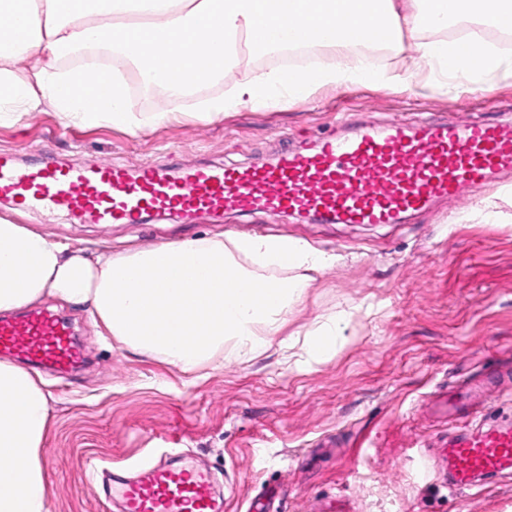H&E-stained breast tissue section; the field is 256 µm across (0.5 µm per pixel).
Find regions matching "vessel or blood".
Returning a JSON list of instances; mask_svg holds the SVG:
<instances>
[{"label":"vessel or blood","mask_w":512,"mask_h":512,"mask_svg":"<svg viewBox=\"0 0 512 512\" xmlns=\"http://www.w3.org/2000/svg\"><path fill=\"white\" fill-rule=\"evenodd\" d=\"M192 42L149 43L146 59L171 61ZM512 169V123L417 121L383 128L351 126L348 133L281 153L262 165L222 167L181 163L131 170L108 160L59 163L50 152L24 158L0 151V198L27 212L52 210L74 224H139L146 218L264 211L321 224H398L434 199L486 185ZM0 357H15L51 372L82 362L72 322L40 308L0 317ZM484 378L436 397L454 416ZM440 462L448 489L512 471V424L462 433L446 443ZM105 498L119 496L126 512H219L208 474L191 465H145L131 477L110 475Z\"/></svg>","instance_id":"b4317fda"}]
</instances>
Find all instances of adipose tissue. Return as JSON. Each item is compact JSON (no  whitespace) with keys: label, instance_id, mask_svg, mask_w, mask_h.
<instances>
[{"label":"adipose tissue","instance_id":"obj_1","mask_svg":"<svg viewBox=\"0 0 512 512\" xmlns=\"http://www.w3.org/2000/svg\"><path fill=\"white\" fill-rule=\"evenodd\" d=\"M0 121H20L49 102L80 126L103 122L136 132L163 120L129 105L120 72L103 74L89 97L84 66H67L83 50L102 48L136 64L145 85L169 100L223 75L249 54L319 47L331 64L252 73L198 115L218 118L241 108L276 110L312 101L322 87L404 85L415 95L491 92L512 78V54L449 28L481 26L512 34V0H0ZM197 44L177 78L166 59L145 62L152 40ZM388 52L386 64L367 51ZM36 58L32 79L17 78L19 57ZM335 255L292 237H198L123 253L91 256L28 227L0 219V311L50 295L84 305L106 335L127 349L155 354L192 373L224 354L247 357L285 335L322 361L335 347L345 313L315 329L285 333L292 308ZM284 278L271 277V270ZM48 398L35 373L0 362V512H50L40 450L48 432Z\"/></svg>","mask_w":512,"mask_h":512}]
</instances>
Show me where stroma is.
<instances>
[{
  "label": "stroma",
  "mask_w": 512,
  "mask_h": 512,
  "mask_svg": "<svg viewBox=\"0 0 512 512\" xmlns=\"http://www.w3.org/2000/svg\"><path fill=\"white\" fill-rule=\"evenodd\" d=\"M272 56L199 87L179 102L137 81L126 68L131 103L169 120L136 133L102 123L80 127L49 103L21 121L0 123V150H51L63 159L109 158L135 166L271 161L303 140L336 133L343 116L374 126L425 119L512 121V79L496 91L453 99L409 89L357 86L319 91L314 101L278 110L242 108L194 116L197 101L223 95L245 72L274 68ZM495 198L498 224H454L470 203ZM31 230L93 254L121 253L183 238L247 234L292 237L338 255L289 330H308L344 311L349 325L327 360L284 359L278 347L225 356L193 379L155 354L105 339L87 310L43 297L72 320L84 350L68 373L39 370L49 432L40 452L50 512H122L94 493L91 472L129 473L144 461L191 460L208 471L227 512L277 490L276 512H322L333 498L353 512H512V475L448 493L438 470L424 471L448 438L481 423H512V174L500 186L463 191L428 212L387 225L304 224L287 215L228 216L181 224H71L32 216ZM497 362L498 388L479 398L478 418L447 427L427 418L436 387Z\"/></svg>",
  "instance_id": "stroma-1"
}]
</instances>
